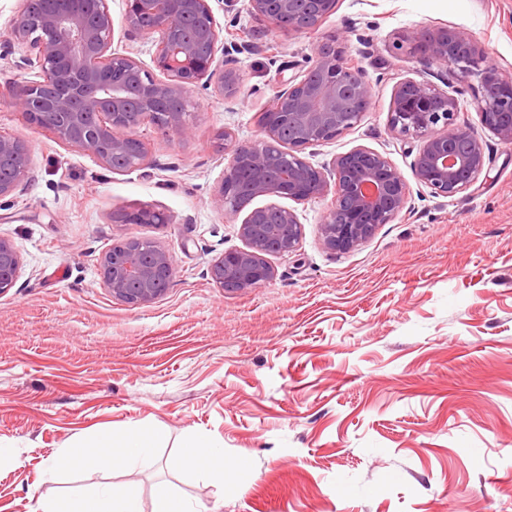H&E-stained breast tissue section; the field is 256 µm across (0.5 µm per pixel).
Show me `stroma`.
<instances>
[{
	"label": "stroma",
	"instance_id": "35a3bbf8",
	"mask_svg": "<svg viewBox=\"0 0 512 512\" xmlns=\"http://www.w3.org/2000/svg\"><path fill=\"white\" fill-rule=\"evenodd\" d=\"M19 0H0V131L28 141L23 190L0 208V235L23 258L0 295V512H35L101 483L137 488L155 512L161 487L212 512H512V144L484 132L477 183L450 198L411 184L406 208L359 247L327 250V200L297 205L299 249L271 257L268 285L228 293L211 261L243 245L239 219L213 199L224 156L214 131L259 138L283 61L343 42L372 89L369 112L311 161L365 146L410 175L412 154L388 129L396 83L417 77L401 43L418 26L470 32L512 68V0H337L318 28L283 35L236 4L254 51L239 54L245 95L190 94L191 139L145 125L153 165L114 173L30 125L15 90L31 55L15 39ZM113 49L151 64V40L128 37L124 0H109ZM165 225L116 224L131 203ZM152 239L177 270L166 294L133 307L101 284L113 243ZM159 435L147 469L45 472L104 433ZM224 451L216 485L181 468L189 443Z\"/></svg>",
	"mask_w": 512,
	"mask_h": 512
}]
</instances>
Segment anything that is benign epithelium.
I'll list each match as a JSON object with an SVG mask.
<instances>
[{"instance_id": "obj_1", "label": "benign epithelium", "mask_w": 512, "mask_h": 512, "mask_svg": "<svg viewBox=\"0 0 512 512\" xmlns=\"http://www.w3.org/2000/svg\"><path fill=\"white\" fill-rule=\"evenodd\" d=\"M336 0H248L251 14L283 34L316 29ZM129 36H157L151 71L135 57L112 48L114 22L108 0H22L12 35L30 42L35 59L21 58L20 69L37 67L18 88V104L33 125L65 145L95 156L114 173L149 165L147 143L138 129L152 124L160 133L185 139L188 95L199 85L236 98L242 80L235 54L244 38L224 39L211 0H125ZM423 73L447 69L441 84L406 78L393 91L388 126L416 142L413 179L445 198L469 190L483 173L485 144L474 125L460 118L459 97L474 90L482 128L512 144V73L487 63L474 37L456 27H421L406 38ZM222 54L224 65H216ZM271 105L262 112L261 136L242 143L221 129L214 147L224 154L223 177L215 204L225 212L248 210L238 228L245 247L212 260L208 273L220 288L246 291L269 284L273 255L298 250L303 228L296 209L270 202L251 207L258 197L287 198L297 204L331 197L320 224L324 246L350 251L390 223L408 203L409 184L379 152L359 146L315 166L303 153L328 144L356 126L368 112L372 89L363 70L332 39L317 45L303 61L288 60ZM479 78L477 87L468 78ZM28 143L0 132V201L13 195L29 174ZM117 224L171 223L148 207L128 209ZM23 261L14 243L0 236V294L15 287ZM103 287L132 306H146L164 295L175 276L173 254L157 241H119L99 260Z\"/></svg>"}]
</instances>
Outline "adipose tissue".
<instances>
[{
	"label": "adipose tissue",
	"instance_id": "ef3b65f1",
	"mask_svg": "<svg viewBox=\"0 0 512 512\" xmlns=\"http://www.w3.org/2000/svg\"><path fill=\"white\" fill-rule=\"evenodd\" d=\"M157 434L145 427L136 426L120 437L105 435L95 445L94 453L71 454L61 457L51 465L48 476H55L62 468H81L91 463L116 468L148 467L153 459V448ZM221 448L200 440L185 453L181 465L189 470L203 472L216 484H223L225 468L220 461ZM40 512H143L140 496L135 487H116L110 484L99 487L94 493L75 497L66 505L45 500L39 502Z\"/></svg>",
	"mask_w": 512,
	"mask_h": 512
}]
</instances>
